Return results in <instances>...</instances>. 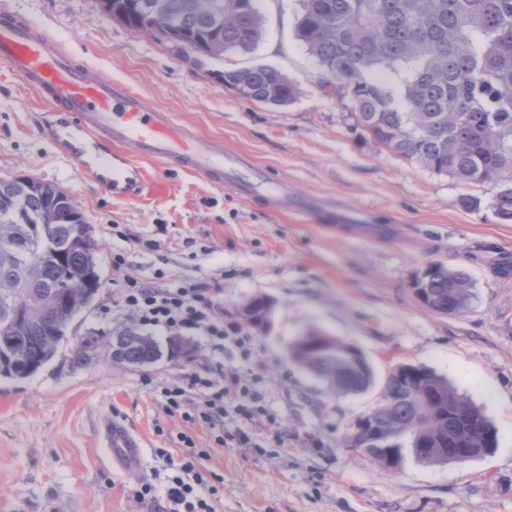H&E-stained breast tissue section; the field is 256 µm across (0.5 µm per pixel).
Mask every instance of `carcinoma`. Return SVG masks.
Segmentation results:
<instances>
[{"mask_svg": "<svg viewBox=\"0 0 512 512\" xmlns=\"http://www.w3.org/2000/svg\"><path fill=\"white\" fill-rule=\"evenodd\" d=\"M295 36L317 60L324 83L352 104L356 126L378 146L468 184L495 189L493 208L512 222V0H300ZM104 13L134 31L167 40L202 58L252 51L263 35L257 0H102ZM386 68L400 78V97L374 78ZM241 96L275 107L296 94L268 65L222 74ZM99 243L76 201L58 185L29 176L0 179V379L21 380L50 364L68 337L65 323L101 287ZM422 303L457 314L470 298L462 270L435 264L415 282ZM259 325L266 303L242 312ZM321 331L297 339L290 353L337 392L362 391L334 350L310 351ZM163 355L156 339L130 328L102 342L86 338L71 362L104 356L115 365H145ZM389 447L366 449L401 466L405 453L422 464L442 462L448 441L485 455L497 433L482 411L428 368L396 367L372 411Z\"/></svg>", "mask_w": 512, "mask_h": 512, "instance_id": "carcinoma-1", "label": "carcinoma"}]
</instances>
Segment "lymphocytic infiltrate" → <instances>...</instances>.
Instances as JSON below:
<instances>
[{"label":"lymphocytic infiltrate","mask_w":512,"mask_h":512,"mask_svg":"<svg viewBox=\"0 0 512 512\" xmlns=\"http://www.w3.org/2000/svg\"><path fill=\"white\" fill-rule=\"evenodd\" d=\"M112 266L121 283L116 303L131 313L137 330L150 336H198L217 351L230 343L241 357H249L252 338L240 325L225 320L219 284L173 279L155 284L128 272L119 255ZM222 370L217 362L204 372L175 377L155 388L165 413L180 418L188 429L178 436L180 459H173L164 448L155 451L157 463L167 473L165 494H158L150 482L139 484L133 492L137 501L153 504L154 512H219L224 476L208 468L211 452L197 447L191 430L212 431L220 446L224 436L219 429L225 419L248 421L266 412L257 376L234 374L220 381L216 375Z\"/></svg>","instance_id":"1"}]
</instances>
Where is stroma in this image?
Returning <instances> with one entry per match:
<instances>
[{"mask_svg":"<svg viewBox=\"0 0 512 512\" xmlns=\"http://www.w3.org/2000/svg\"><path fill=\"white\" fill-rule=\"evenodd\" d=\"M102 76L124 82L176 124L248 156L298 198L367 208L381 231L365 238L330 233L281 215L188 172L144 162L147 188L116 199L89 180L55 141L46 105L0 67V177L27 175L60 186L80 206L100 244L102 287L73 323L45 369L0 379V512H152L137 502L141 481L165 488L154 451L182 429L154 387L223 362L228 375L259 377L277 419L224 422L212 468L224 474L222 512H512V223L492 208L493 189L465 184L365 138L349 108L325 86L317 60L296 39L298 0H260L264 34L248 53L194 58L171 43L103 15L100 0H0ZM271 65L297 88L276 108L240 96L220 74ZM115 224L119 235L109 234ZM129 271L219 281L224 315L242 321L245 305L270 301L264 325L249 326V358L233 345L213 351L197 336L186 351L146 366L101 360L73 365L78 340L130 326L116 306L113 253ZM433 263L468 273L471 298L457 314L425 307L413 285ZM318 328L352 345L375 382L358 394L331 391L289 358L305 331ZM422 365L480 407L497 446L472 460L435 465L406 458L387 470L350 444L357 422L380 402L399 365ZM126 420L145 445L142 471L108 467L98 430ZM165 434H157V426ZM253 447H241L238 431ZM284 447H277L274 434Z\"/></svg>","mask_w":512,"mask_h":512,"instance_id":"obj_1","label":"stroma"}]
</instances>
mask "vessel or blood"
<instances>
[{
  "label": "vessel or blood",
  "instance_id": "1",
  "mask_svg": "<svg viewBox=\"0 0 512 512\" xmlns=\"http://www.w3.org/2000/svg\"><path fill=\"white\" fill-rule=\"evenodd\" d=\"M0 62L50 105L55 139L115 197L133 198L143 190L145 178L136 161L148 158L214 184L234 181L241 197L261 199L271 210L298 212L352 234L367 231L370 215L364 210L297 202L272 181L242 177L250 166L245 157L226 153L220 141L202 142L193 129L175 124L169 112L75 60L58 41L6 8L0 10ZM101 443L121 469L142 470V442L124 422H106Z\"/></svg>",
  "mask_w": 512,
  "mask_h": 512
}]
</instances>
